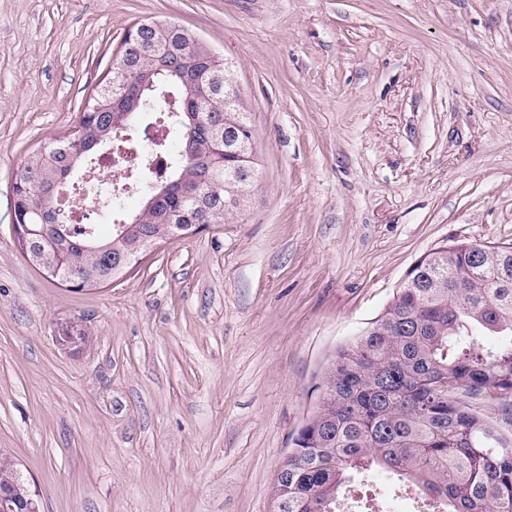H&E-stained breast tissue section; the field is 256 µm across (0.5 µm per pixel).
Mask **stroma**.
<instances>
[{"label": "stroma", "instance_id": "stroma-1", "mask_svg": "<svg viewBox=\"0 0 512 512\" xmlns=\"http://www.w3.org/2000/svg\"><path fill=\"white\" fill-rule=\"evenodd\" d=\"M144 18L234 63L259 189L70 288L23 253L11 184ZM459 240L512 247V0H0V452L42 512H275L331 354ZM454 396L512 441V400Z\"/></svg>", "mask_w": 512, "mask_h": 512}]
</instances>
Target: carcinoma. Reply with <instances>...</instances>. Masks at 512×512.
I'll list each match as a JSON object with an SVG mask.
<instances>
[{
    "label": "carcinoma",
    "mask_w": 512,
    "mask_h": 512,
    "mask_svg": "<svg viewBox=\"0 0 512 512\" xmlns=\"http://www.w3.org/2000/svg\"><path fill=\"white\" fill-rule=\"evenodd\" d=\"M122 57L110 61L106 83L85 100L77 129L30 152L12 183L14 223L36 230L31 247L61 252L51 277L85 288L123 275L119 257L139 253L143 235L160 241L185 234L187 224H232L235 203L253 199L256 169L239 166L237 153L255 150L251 112L235 73L199 36L171 21L164 29L132 24L121 43ZM169 91L175 111L147 89L145 112L163 108L171 132L147 146L162 154L165 171L138 184L167 183L186 174L200 183V197L172 191L152 208L123 213L122 196L109 193L94 209L112 235L96 241L99 253L80 244L94 224H74L62 203L41 193L63 188L71 162L92 159L94 145L131 140L137 124L123 117L124 100L144 84ZM191 112L195 129L182 123ZM231 152L218 158L224 135ZM191 140L197 161L180 153ZM464 241L438 246L397 288L392 301L363 334L340 347L323 373L321 393L294 441L288 483L274 493L282 512H337L336 503L354 475L381 472L407 480L437 512H512V448L493 425L451 396L464 387L492 389L512 397V248L487 247L474 261ZM497 337L487 346L483 333ZM27 507L28 484L16 464L0 454V486Z\"/></svg>",
    "instance_id": "obj_1"
}]
</instances>
